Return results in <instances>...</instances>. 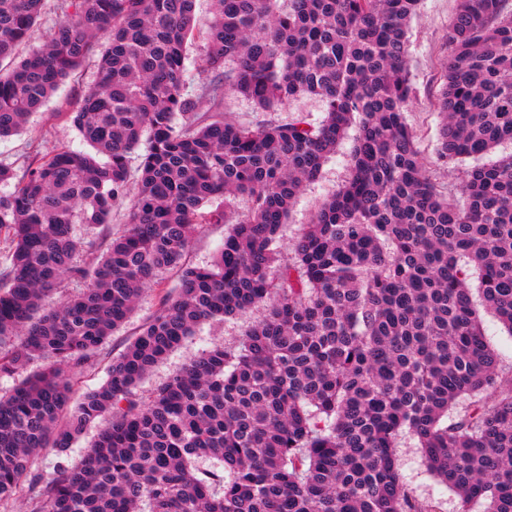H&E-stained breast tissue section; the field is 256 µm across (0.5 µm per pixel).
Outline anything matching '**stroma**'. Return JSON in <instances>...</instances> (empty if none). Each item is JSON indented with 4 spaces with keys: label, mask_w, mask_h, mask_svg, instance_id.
I'll return each instance as SVG.
<instances>
[{
    "label": "stroma",
    "mask_w": 512,
    "mask_h": 512,
    "mask_svg": "<svg viewBox=\"0 0 512 512\" xmlns=\"http://www.w3.org/2000/svg\"><path fill=\"white\" fill-rule=\"evenodd\" d=\"M456 7L457 0H423L421 17L412 23L409 30L411 75L415 94L407 112V120L416 131L421 152L429 162L434 161L438 144L439 118L433 90L447 55L448 25ZM95 77L96 60L91 57L86 60L78 74L60 86L56 95L40 112L31 116L21 134L0 140V162L13 165L19 170L35 155H43L56 148L84 149L85 144L69 113ZM224 110L233 120L254 124L267 120L285 123L300 116L316 122L322 117L320 99L311 96L296 98L283 111L267 113L257 111L250 100L231 93L224 101ZM352 145V139L343 140L335 153L326 160L320 175L304 188L280 231L282 258H289V246L300 226L309 223L321 202L346 179ZM176 284V274L167 272L162 276L161 287L150 288L142 293L129 321L111 336L87 367L82 389H92L103 383L108 364L136 337L142 325L157 313L162 292L173 291ZM264 312V307L259 306L243 317L229 318L221 324L207 322L200 325L181 348L172 352L153 369L141 384L139 395H148L202 350L219 344L227 347L236 345L251 322L261 318ZM396 452L402 479L415 496L436 501L439 512H481L479 504L462 501L453 490L428 471L421 450L410 435L399 437Z\"/></svg>",
    "instance_id": "obj_1"
}]
</instances>
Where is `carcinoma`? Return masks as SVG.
Returning <instances> with one entry per match:
<instances>
[{
	"label": "carcinoma",
	"mask_w": 512,
	"mask_h": 512,
	"mask_svg": "<svg viewBox=\"0 0 512 512\" xmlns=\"http://www.w3.org/2000/svg\"><path fill=\"white\" fill-rule=\"evenodd\" d=\"M45 2L0 0V62ZM195 2L59 0L43 47L0 71L4 138L101 47L72 112L91 151L0 163V378L42 362L0 395V506L27 491L31 512H438L402 480L406 432L440 482L512 512V379L474 298L512 336V155L446 191L428 170L406 122L421 0H215L189 98ZM447 42L437 162L453 168L512 141V0H458ZM229 92L261 112L313 95L324 117L239 123L224 116ZM351 129L345 184L282 261L281 225ZM120 201L129 222L114 232ZM203 224L232 228L211 264L190 266ZM170 270L175 293L73 401ZM65 279L80 290L47 306ZM261 302L237 346L136 395L198 325ZM90 431L79 462L25 488L44 449Z\"/></svg>",
	"instance_id": "cac0c4a2"
}]
</instances>
